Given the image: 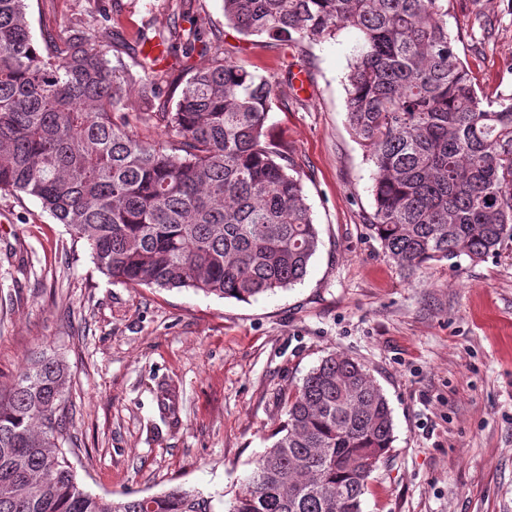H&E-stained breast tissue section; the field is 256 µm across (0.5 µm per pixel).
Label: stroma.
Returning <instances> with one entry per match:
<instances>
[{
	"label": "stroma",
	"instance_id": "35a3bbf8",
	"mask_svg": "<svg viewBox=\"0 0 512 512\" xmlns=\"http://www.w3.org/2000/svg\"><path fill=\"white\" fill-rule=\"evenodd\" d=\"M176 0H29L32 32L82 23L135 43L169 26ZM224 54L269 78L265 126L287 144L321 244L304 280L243 302L193 289L112 282L33 198L0 191V389L44 352L69 371L62 452L82 487L119 499L183 484L232 498L321 360L365 363L387 397L392 448L363 512H512V240L482 261L409 275L368 229L374 167L351 135V28L286 46L230 27L221 0H196ZM454 48L489 100L512 93V0H448ZM126 112L163 141L134 57ZM302 73L304 85L289 73Z\"/></svg>",
	"mask_w": 512,
	"mask_h": 512
}]
</instances>
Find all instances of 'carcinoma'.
<instances>
[{"instance_id": "cac0c4a2", "label": "carcinoma", "mask_w": 512, "mask_h": 512, "mask_svg": "<svg viewBox=\"0 0 512 512\" xmlns=\"http://www.w3.org/2000/svg\"><path fill=\"white\" fill-rule=\"evenodd\" d=\"M189 0L158 44L208 64L171 80L137 51L143 97L166 96V140L116 120L129 80L112 45L76 25L33 40L26 0H0V190L24 194L84 241L113 281L248 302L307 275L320 244L288 147L268 138L274 86L202 41ZM245 36H362L346 74L349 125L374 166L368 228L399 267L494 256L512 240V94L489 100L448 31V0H222ZM168 89H163V86ZM67 367L41 354L0 391V512H217L177 485L154 496L87 492L57 450ZM227 512H362L393 443L389 401L358 360L332 353L288 397L286 419Z\"/></svg>"}]
</instances>
